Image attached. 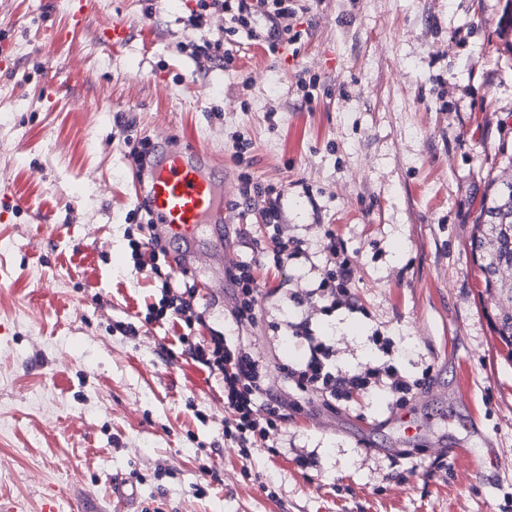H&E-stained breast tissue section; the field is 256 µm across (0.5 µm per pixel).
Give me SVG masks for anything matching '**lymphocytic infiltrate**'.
<instances>
[{
	"mask_svg": "<svg viewBox=\"0 0 512 512\" xmlns=\"http://www.w3.org/2000/svg\"><path fill=\"white\" fill-rule=\"evenodd\" d=\"M184 24L187 29L201 28L209 18L224 20L221 34L192 44V54L210 61L231 62L229 50L236 36L246 35L261 43L269 54L295 44L300 39L292 21L297 14L298 0H194ZM261 218L268 231L271 244L263 246L253 236L240 240L241 248L250 251L252 258L234 264L230 279L234 285L236 323L254 322L259 312L258 298L262 293L254 272L258 268L286 267L293 253L290 251L288 226L278 200H270ZM353 271L349 261L340 262L337 269L329 270L310 297L318 299L325 311L350 304L349 285ZM147 322H177L185 324L186 333L180 334L178 343L183 346L194 364L208 375L221 378L224 384V410L231 414V422L224 425V441L235 448L240 457L246 458L267 441L279 423L288 418V407L275 395L269 380L268 363L247 350L245 345L228 342L218 330H211L206 338L193 339L189 330L205 325L206 319L195 300L192 287L172 288L162 283L155 302L146 307ZM293 338L304 340L307 357L297 367L281 365L282 378L291 383L302 399L319 394L328 401L348 399L353 393L362 392L380 380H387L395 397L394 404L406 406L414 391L422 389L426 378L407 381L396 376L391 367H375L354 373H339L329 368L333 356L331 345L314 336L308 319L289 322Z\"/></svg>",
	"mask_w": 512,
	"mask_h": 512,
	"instance_id": "f902f5d3",
	"label": "lymphocytic infiltrate"
}]
</instances>
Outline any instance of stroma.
<instances>
[{"label": "stroma", "instance_id": "1", "mask_svg": "<svg viewBox=\"0 0 512 512\" xmlns=\"http://www.w3.org/2000/svg\"><path fill=\"white\" fill-rule=\"evenodd\" d=\"M65 2L0 0V502L123 512L119 478L137 512H512V362L470 246L489 178L512 172V0H312L293 48L272 56L242 36L228 67L178 49L187 0H86L74 30ZM116 20L129 39L105 47ZM302 71L319 81L309 100ZM236 131L299 245L287 269L258 270L284 294L240 327L228 271L238 234L264 235L268 198L233 206ZM130 135L204 144L225 184V223L191 244L166 237L155 275L128 247ZM337 257L358 307L327 314L307 293ZM164 277L193 284L214 324L270 365L304 348L269 322L303 316L337 369L388 362L430 381L402 408L383 385L313 397L271 450L241 459L224 445L221 382L145 320Z\"/></svg>", "mask_w": 512, "mask_h": 512}]
</instances>
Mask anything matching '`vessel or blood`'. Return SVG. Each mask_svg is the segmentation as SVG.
Instances as JSON below:
<instances>
[{
    "mask_svg": "<svg viewBox=\"0 0 512 512\" xmlns=\"http://www.w3.org/2000/svg\"><path fill=\"white\" fill-rule=\"evenodd\" d=\"M200 144L170 147L157 156L144 193L153 215L173 235L193 238L201 225L224 221V186L209 171Z\"/></svg>",
    "mask_w": 512,
    "mask_h": 512,
    "instance_id": "1",
    "label": "vessel or blood"
}]
</instances>
